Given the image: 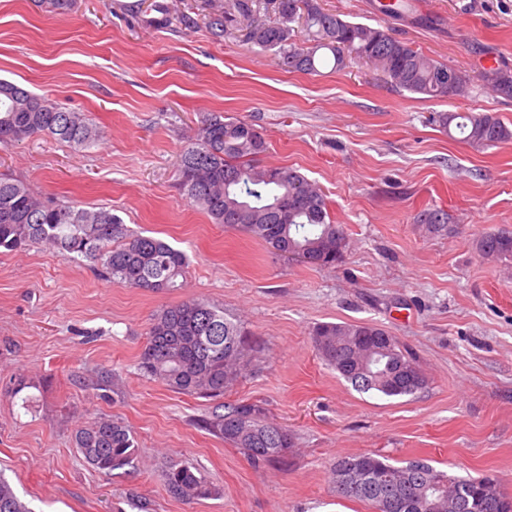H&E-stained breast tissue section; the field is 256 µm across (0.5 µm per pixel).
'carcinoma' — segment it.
Instances as JSON below:
<instances>
[{
    "label": "carcinoma",
    "mask_w": 512,
    "mask_h": 512,
    "mask_svg": "<svg viewBox=\"0 0 512 512\" xmlns=\"http://www.w3.org/2000/svg\"><path fill=\"white\" fill-rule=\"evenodd\" d=\"M273 5L275 18L266 16ZM205 24L222 37L238 34L243 41L282 55L290 72L318 71L328 54L334 68L353 55L371 64L382 80L402 92L427 99L461 95L465 75L415 50L388 31L347 21L326 11L320 0H207ZM305 31L310 46L298 44L296 29ZM479 80L495 95L512 99V70L489 67ZM445 130L456 129L475 147L512 141V126L491 112L438 115ZM48 135L88 148L99 132L79 113L0 79V146L7 147ZM265 140L252 125L218 116L206 119L194 142L182 152L177 184L185 199L204 210L216 224L239 229L263 242L277 255H288L310 267L333 265L346 248L341 224L330 221L320 190L298 171L258 163ZM419 223L430 233L448 229V215L429 210ZM52 246L102 267L109 278L145 291L178 287L186 255L152 236L127 233L121 219L105 207L79 208L35 193L26 184L0 177V250L16 252ZM479 252L512 260V232L497 231L477 243ZM323 360L357 389L386 397L413 395L426 384L418 362L387 330L370 324L327 323L315 331ZM249 342L244 327L224 311L199 299H188L155 314L139 369L171 390L217 398L241 374ZM209 430L240 449L257 465L286 458L288 430L274 437L264 409L245 401L220 405L212 412ZM75 447L83 460L106 475L130 464L135 438L120 422L96 419L79 428ZM361 461L363 488L348 495L366 502L374 512H422L412 503L448 512V491L467 501L466 512H512V497L473 484L446 471L422 464L420 481L404 487L394 478L403 467L378 454L336 461L335 475L349 461ZM174 496L191 501L217 496L220 490L187 464H171L163 475ZM0 512H29L13 487L0 479Z\"/></svg>",
    "instance_id": "1"
}]
</instances>
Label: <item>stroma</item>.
Segmentation results:
<instances>
[{
    "instance_id": "1",
    "label": "stroma",
    "mask_w": 512,
    "mask_h": 512,
    "mask_svg": "<svg viewBox=\"0 0 512 512\" xmlns=\"http://www.w3.org/2000/svg\"><path fill=\"white\" fill-rule=\"evenodd\" d=\"M76 0L66 14L0 0V79L83 113L100 139L78 150L40 136L0 147V176L40 195L112 210L133 233L185 252L179 286L152 293L48 248L0 252V477L30 512H372L336 492L339 457L423 459L459 477L496 475L512 496V261L476 241L512 231V141L449 137L441 112H492L512 100L478 79L485 58L512 69V0H416L377 16L378 0H320L351 22L388 30L467 75L465 94L425 99L386 85L358 60L290 72L279 55L216 37L204 0ZM193 18L190 26L179 16ZM252 124L264 166L297 169L344 225L341 261L309 267L243 231L212 223L181 195V151L205 117ZM447 213L449 231L417 222ZM199 298L250 332L248 370L222 400L176 393L138 366L153 315ZM387 329L427 377L416 394L357 391L319 354L316 328ZM260 405L288 429L283 463L256 467L204 422L218 402ZM124 423L138 446L105 475L84 463L76 430ZM189 464L219 496L171 497L162 473Z\"/></svg>"
}]
</instances>
